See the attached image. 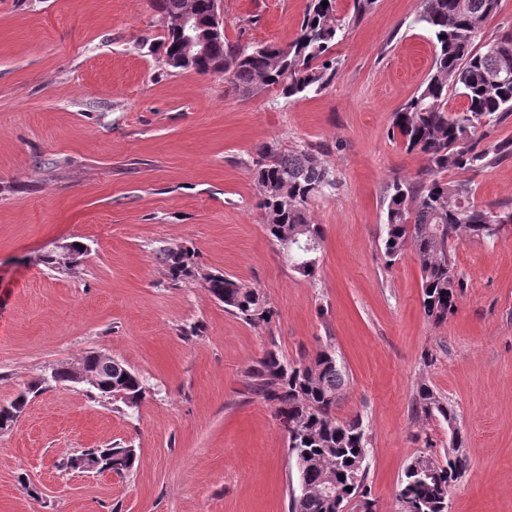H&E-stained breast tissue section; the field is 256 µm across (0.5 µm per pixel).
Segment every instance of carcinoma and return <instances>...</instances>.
I'll return each mask as SVG.
<instances>
[{
    "instance_id": "obj_1",
    "label": "carcinoma",
    "mask_w": 512,
    "mask_h": 512,
    "mask_svg": "<svg viewBox=\"0 0 512 512\" xmlns=\"http://www.w3.org/2000/svg\"><path fill=\"white\" fill-rule=\"evenodd\" d=\"M308 0L300 30L286 46L231 42L221 36L212 40L203 56H187L178 43L182 10L193 7L205 23L211 15V0H153L163 20L164 63L197 73L220 72L242 97L273 91L285 100L319 94L336 75L331 48L343 39L349 24L339 17L335 0ZM501 0H422L416 23L434 42L430 72L418 90L394 114L390 135L409 152L423 155L424 171L414 178L396 179L386 186L387 203L382 245L388 262L396 261L412 246L420 265L422 307L426 317L443 323L457 310L464 284L455 262V249L464 238L496 241L512 226V209L482 207L474 203L467 183L452 184L442 177L451 169L481 171L494 160L512 155V140L480 146L485 129L512 116V30H504L478 46L487 21L500 8ZM463 100L459 110L448 109L449 98ZM264 162L253 172L258 187V206L267 235L279 246L299 239L307 248H292L288 264L304 277L315 276L324 231L311 223L310 212L320 198L333 194L338 182L319 151L303 145L284 152L269 142L261 147ZM168 280L177 285L196 276L194 249L176 245L159 252ZM206 288L224 309L244 321L270 325L275 312L267 307L258 290L249 288L222 272L205 276ZM81 363L112 380V389L95 388L101 397H111L126 407L138 406L146 386L138 374L119 361L110 367L91 352ZM71 365L51 371L20 392L0 414V431L14 427L29 401L52 381H71ZM252 395L275 409L287 434L288 452L298 476L315 481L321 472L334 475L341 497L339 505L308 498L291 491L289 512H343L357 499L373 503L366 485L369 455L368 428L359 415L340 419L336 405L348 383V375L335 349L324 345L309 361H287L275 349L265 351L246 370ZM415 413L429 420L442 419L448 426V457L437 463L428 477L407 468L397 493V512H448L449 492L467 466L460 452L465 438L457 427L452 405L431 386L422 383L414 396ZM82 454L112 457L119 475L139 461L137 449L115 446L88 448Z\"/></svg>"
}]
</instances>
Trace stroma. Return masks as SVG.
Returning <instances> with one entry per match:
<instances>
[{
    "label": "stroma",
    "mask_w": 512,
    "mask_h": 512,
    "mask_svg": "<svg viewBox=\"0 0 512 512\" xmlns=\"http://www.w3.org/2000/svg\"><path fill=\"white\" fill-rule=\"evenodd\" d=\"M222 2L230 41L285 45L308 0ZM336 10L350 26L334 80L285 103L167 67L150 0H0V404L91 352L146 386L132 410L83 383L32 396L0 431V512H288L287 436L245 377L272 343L294 362L325 344L341 357L336 413L369 428L375 512H397L415 456L448 448L447 425L412 410L423 382L466 437L450 512H512V232L462 240L458 310L425 316L413 249L392 263L382 250L386 184L425 167L388 135L433 60L421 0ZM270 141L316 147L339 181L311 210L324 230L312 279L264 230L252 171ZM444 177L512 207V157ZM70 242L78 263L49 268ZM176 244L196 250L198 274L173 285L159 251ZM215 271L258 289L270 326L225 311L205 286ZM115 444L137 448L130 472L60 465Z\"/></svg>",
    "instance_id": "obj_1"
}]
</instances>
